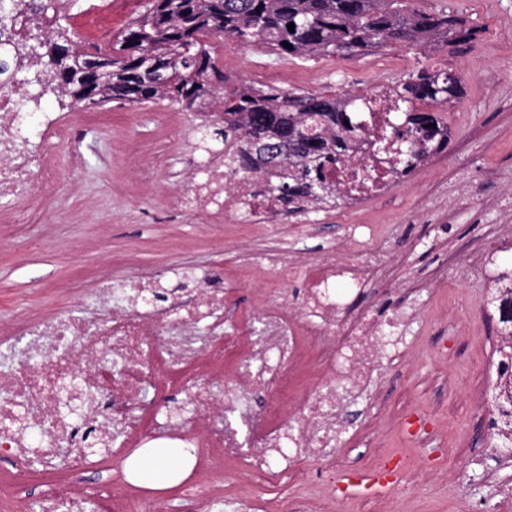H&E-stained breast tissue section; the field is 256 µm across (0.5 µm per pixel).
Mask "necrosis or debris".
I'll return each instance as SVG.
<instances>
[{"mask_svg":"<svg viewBox=\"0 0 512 512\" xmlns=\"http://www.w3.org/2000/svg\"><path fill=\"white\" fill-rule=\"evenodd\" d=\"M26 2L12 38L0 36V57L12 56L29 28L51 29L49 0ZM123 2L79 0L75 23L106 41ZM40 101L25 81L0 89V195L31 184L56 189L53 157L32 158L30 148L72 142L73 126L39 112ZM255 191V181L225 175L209 153L193 154L168 205L212 217L214 237L224 235L217 217L229 216L258 241L230 276L159 266L103 280L95 316L66 311L25 323L24 344L0 341V460L14 484L41 481L40 512H158L153 499L109 481L86 484L82 450L93 440L122 481L136 449H193L196 474L184 495L208 512H266V489L299 478L302 464L330 467L346 433L344 405L404 365L422 315L408 248L391 242L385 224L345 225L340 243L316 255L299 246V230L295 245L271 247L284 227L254 206ZM389 263L406 273L405 302L388 313L368 294ZM244 284L257 286V310L227 317ZM73 380L83 391L80 415L63 389ZM229 472L254 486L226 490Z\"/></svg>","mask_w":512,"mask_h":512,"instance_id":"1","label":"necrosis or debris"}]
</instances>
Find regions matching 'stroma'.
Masks as SVG:
<instances>
[{
    "label": "stroma",
    "mask_w": 512,
    "mask_h": 512,
    "mask_svg": "<svg viewBox=\"0 0 512 512\" xmlns=\"http://www.w3.org/2000/svg\"><path fill=\"white\" fill-rule=\"evenodd\" d=\"M421 9L463 13L477 27L476 40L448 51L394 47L357 60L282 58L255 46L215 39L213 54L225 74L255 85L316 93L372 94L411 70H452L463 87L448 106L450 139L389 191L308 215L305 244L315 253L341 236L347 224H389L398 239L417 241L412 255L425 288L424 328L402 373L385 377L368 400L349 408L352 430L339 452L337 482L348 473L371 475L381 464L413 457L418 472L404 481L365 492L330 495L326 482L308 473L304 483L270 491L272 512H288V496L309 490L326 497L327 512H512V471L499 486L484 483L476 457L494 458L484 436L486 395L495 375L498 313L486 304V278L512 274V242L497 239V225L511 224L499 207L512 194V0H415ZM109 122L82 127L75 149H62L56 192L35 187L0 197V331L25 320L59 313L58 301L79 299L99 272L131 276L147 265H211L224 273L233 257L252 248L248 239L211 245L203 219L167 209L168 197L187 171L197 142L196 113L161 104L148 108L111 103ZM182 131L173 141L165 124ZM468 195L472 205L447 207ZM485 235L494 252L487 277L448 280L436 276L443 251H455ZM437 430L428 447L411 442L406 416ZM470 471L465 483L456 477Z\"/></svg>",
    "instance_id": "obj_1"
}]
</instances>
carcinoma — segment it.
I'll list each match as a JSON object with an SVG mask.
<instances>
[{
	"mask_svg": "<svg viewBox=\"0 0 512 512\" xmlns=\"http://www.w3.org/2000/svg\"><path fill=\"white\" fill-rule=\"evenodd\" d=\"M411 0H146L112 44V79L80 80L58 49L75 41L61 25L39 41L27 33L35 53L23 71L55 86L75 106L103 107L113 101L132 106L171 103L204 118L217 113L219 125L208 138L225 146L224 169L256 177L286 205L284 214H307L336 202L340 192L325 171L351 163L360 125L358 112L383 110L401 116L399 126L385 128L374 145L390 155L402 173L448 146V123L442 114L462 95L450 69L421 68L394 86L369 96L344 97L255 85L222 77L208 39L260 45L290 57H361L391 47L446 51L477 38L479 30L461 15L443 10L422 12ZM294 24L289 31L288 24ZM292 45L288 49L283 43ZM283 149L277 165L265 169L267 152ZM504 325L498 354L491 444L512 449V283L496 289Z\"/></svg>",
	"mask_w": 512,
	"mask_h": 512,
	"instance_id": "obj_1",
	"label": "carcinoma"
}]
</instances>
